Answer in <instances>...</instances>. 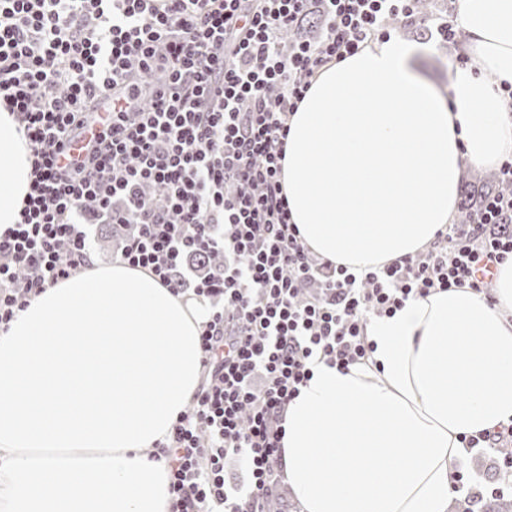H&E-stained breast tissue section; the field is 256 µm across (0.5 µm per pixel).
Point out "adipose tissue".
Segmentation results:
<instances>
[{
    "label": "adipose tissue",
    "mask_w": 512,
    "mask_h": 512,
    "mask_svg": "<svg viewBox=\"0 0 512 512\" xmlns=\"http://www.w3.org/2000/svg\"><path fill=\"white\" fill-rule=\"evenodd\" d=\"M473 60L445 100L423 47L390 38L324 66L289 121L283 190L302 241L364 272L414 256L454 212L464 165L512 153V0H459ZM32 155L0 108V233L18 223ZM493 300L437 290L368 321V361L316 362L285 414L283 476L302 512H448L461 438L512 420V260Z\"/></svg>",
    "instance_id": "obj_1"
}]
</instances>
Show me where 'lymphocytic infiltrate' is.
I'll use <instances>...</instances> for the list:
<instances>
[{
    "mask_svg": "<svg viewBox=\"0 0 512 512\" xmlns=\"http://www.w3.org/2000/svg\"><path fill=\"white\" fill-rule=\"evenodd\" d=\"M309 0H0V105L17 115L34 157L18 224L0 233V325L39 288L84 265L85 208L135 232L120 260L174 292L210 299L200 333L203 380L159 443L177 512H265L282 450L283 415L314 360H365L367 320L414 296L466 286L512 257V193L488 198L427 252L364 273L323 262L291 224L281 181L288 120L313 77L418 0H322V35L283 48ZM126 92L107 118L106 90ZM96 146L76 166L60 154L83 125ZM192 254L222 269L195 283ZM244 456L250 487L224 482Z\"/></svg>",
    "mask_w": 512,
    "mask_h": 512,
    "instance_id": "lymphocytic-infiltrate-1",
    "label": "lymphocytic infiltrate"
}]
</instances>
